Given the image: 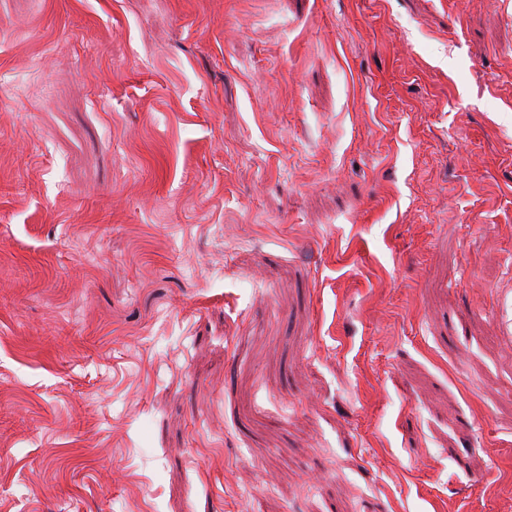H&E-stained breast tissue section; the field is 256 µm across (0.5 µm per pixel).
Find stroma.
<instances>
[{"label":"stroma","instance_id":"obj_1","mask_svg":"<svg viewBox=\"0 0 512 512\" xmlns=\"http://www.w3.org/2000/svg\"><path fill=\"white\" fill-rule=\"evenodd\" d=\"M511 494L512 0H0V512Z\"/></svg>","mask_w":512,"mask_h":512}]
</instances>
